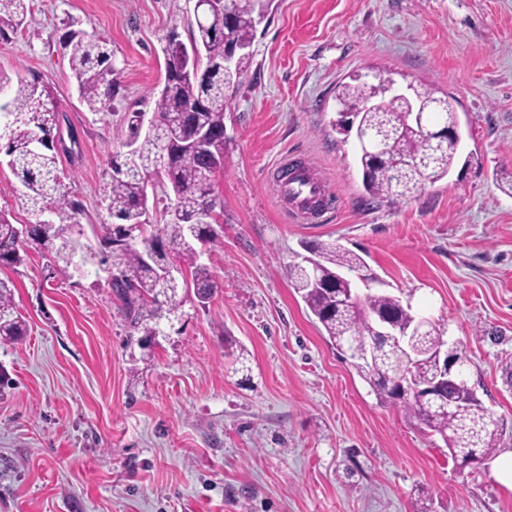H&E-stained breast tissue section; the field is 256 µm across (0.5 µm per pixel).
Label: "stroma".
<instances>
[{
	"label": "stroma",
	"instance_id": "35a3bbf8",
	"mask_svg": "<svg viewBox=\"0 0 512 512\" xmlns=\"http://www.w3.org/2000/svg\"><path fill=\"white\" fill-rule=\"evenodd\" d=\"M192 0H31L0 40V72L38 77L81 149L61 161L76 207L49 213L83 242L109 223L104 186L127 121L153 115L169 32L190 43ZM109 40L121 86L108 115L81 102L68 29ZM381 75L454 99L451 174L416 197L370 200L337 94ZM224 114V240L216 289L142 343L111 266L61 272L25 243L0 267L26 336L0 338V512H512L493 460L456 463L442 437L379 400L289 281L335 242L371 288L402 297L457 347L468 384L512 448V0H271ZM292 159L327 177L331 214L294 224L274 175ZM0 210L32 224L0 167Z\"/></svg>",
	"mask_w": 512,
	"mask_h": 512
}]
</instances>
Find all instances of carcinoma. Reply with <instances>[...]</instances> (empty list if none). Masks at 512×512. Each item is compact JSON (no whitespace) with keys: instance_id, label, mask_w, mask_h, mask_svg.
Segmentation results:
<instances>
[{"instance_id":"1","label":"carcinoma","mask_w":512,"mask_h":512,"mask_svg":"<svg viewBox=\"0 0 512 512\" xmlns=\"http://www.w3.org/2000/svg\"><path fill=\"white\" fill-rule=\"evenodd\" d=\"M229 21L215 15L207 22L191 24V40L203 50L205 65L198 74L184 72L185 65L171 39L164 47L166 74L155 100V121L150 132L128 120L124 146L128 162L112 161V177L105 187L106 210L112 223L100 225L99 251L87 248L84 262L101 257L116 259L110 285L121 310L132 326L144 324L146 336L160 332V319L176 313L189 288L196 290L199 302L206 303L214 290L213 274L200 262L203 247L214 249L220 235L208 224L189 234L203 209L223 208L215 194L214 177L224 166V112L229 101L225 90L244 76L249 54H243L235 69L224 71L228 45L251 46L256 18L266 9L265 0H224ZM28 0H0V39L16 32L24 23ZM70 67L78 82L82 101L91 112H107L119 90L120 71L112 62L107 40L82 31H71L67 38ZM374 85L356 79L343 85L337 100L341 111L357 112ZM0 151L10 158L11 169L20 178L28 197L38 205V214L73 209L66 186L58 175L62 155H73L78 143L58 149L54 132L66 116L59 113L48 88L38 81L0 74ZM425 106V121L451 124L455 118L452 103L438 100L427 88L416 90ZM368 127L384 134L379 151L373 154L357 148L362 185L372 199H406L427 184L448 176L457 157L459 143L441 142L435 146L424 140L419 127L410 123L409 113L400 100H387L383 109L368 116ZM158 178L168 203L163 211L176 210L180 221L163 219L147 225L142 220L148 204L147 186L151 176ZM73 224H53L40 220L33 228L35 240L54 252L65 265L72 264L79 249L73 246ZM22 239L18 228L0 215V267L22 262ZM315 273L303 264L288 265V280L317 318L329 340L349 353L351 365L380 398L400 408L426 429L439 433L454 459L463 464L478 463L496 450L501 424L483 405L461 408L455 402L471 397L472 387L462 378L448 386L437 399L421 396L419 389L434 377L436 360L431 350L446 345L442 332L431 324L418 340L417 355L411 357L399 348H384L372 361L358 356L370 340V322L375 316L389 315L397 325L408 327L416 321L411 306L400 297L367 291L360 300L356 281L348 274L364 266V259L336 243L312 249ZM174 266L185 273L180 279L162 280L157 269ZM26 334V325L16 313L8 283L0 281V336L16 339Z\"/></svg>"}]
</instances>
